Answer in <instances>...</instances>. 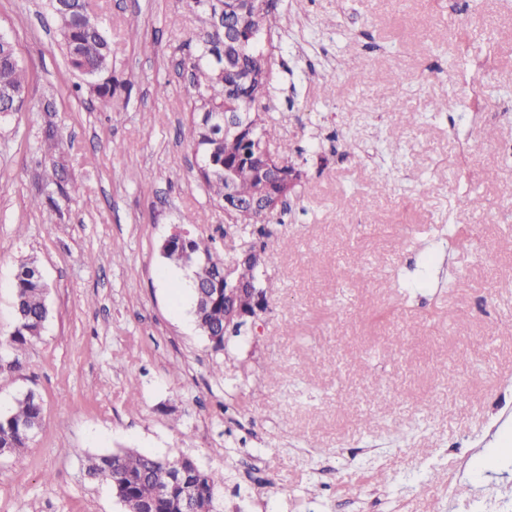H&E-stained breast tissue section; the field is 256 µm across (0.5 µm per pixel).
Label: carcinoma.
<instances>
[{"label":"carcinoma","mask_w":512,"mask_h":512,"mask_svg":"<svg viewBox=\"0 0 512 512\" xmlns=\"http://www.w3.org/2000/svg\"><path fill=\"white\" fill-rule=\"evenodd\" d=\"M206 15L204 43L185 59L196 92L195 115L188 138L199 156L198 175L209 200L216 206L235 208L236 224L248 228L267 224L285 205L300 173L286 161L293 150L290 142L277 144V156L268 159L260 142L270 140L266 117L260 112L251 127L224 132L210 116L214 112H242L270 86L272 52L267 47L281 26V16L272 0H194ZM62 34L69 66L77 72L100 76L109 68L111 47L97 20L80 0L69 4L62 16H54ZM11 46L0 44V88L27 85L20 64L7 55ZM42 177L46 191L32 199L40 207L56 204L54 194H68L76 185L66 168L48 153ZM253 259L236 266L234 276L248 284L257 278V268L275 256L257 252ZM166 259L192 273L195 292V322L216 350L224 349V338L245 333L246 322L234 310L224 308V266L227 260L212 240L189 233L173 236L163 244ZM34 260L22 261L14 276L15 328L7 345L10 353L0 356V374L22 368L28 345L40 337L48 320V286ZM43 399L33 390L16 400L13 409L0 414V455H16L28 448L33 430L42 420ZM86 473L93 480L109 481L126 512H215L216 487L221 478L201 469L187 454L159 457L132 449L86 458Z\"/></svg>","instance_id":"carcinoma-1"}]
</instances>
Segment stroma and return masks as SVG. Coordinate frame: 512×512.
<instances>
[{
    "label": "stroma",
    "mask_w": 512,
    "mask_h": 512,
    "mask_svg": "<svg viewBox=\"0 0 512 512\" xmlns=\"http://www.w3.org/2000/svg\"><path fill=\"white\" fill-rule=\"evenodd\" d=\"M274 2L269 115L302 178L266 226L268 307L218 352L161 250L180 225L229 260L244 246L187 137L188 0H90L131 84L116 108L70 68L47 0H0L28 74L0 117V343L20 260L50 308L0 376V412L44 400L0 459V512H124L84 467L122 448L226 475L219 512H512V472L486 462L512 458V0ZM48 117L78 190L35 208ZM246 456L270 484L242 481Z\"/></svg>",
    "instance_id": "obj_1"
}]
</instances>
